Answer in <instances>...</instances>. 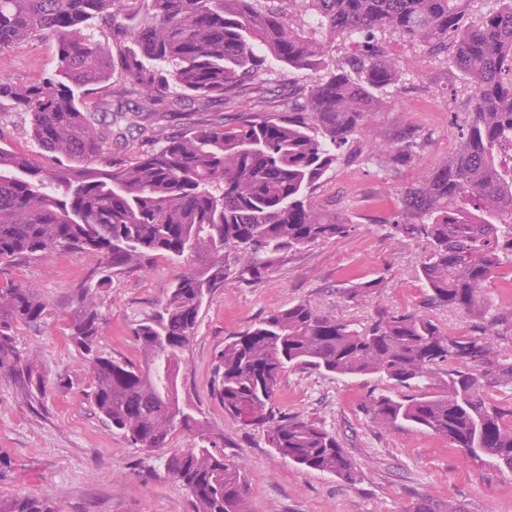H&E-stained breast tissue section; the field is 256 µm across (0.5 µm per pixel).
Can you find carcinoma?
<instances>
[{"instance_id": "1", "label": "carcinoma", "mask_w": 512, "mask_h": 512, "mask_svg": "<svg viewBox=\"0 0 512 512\" xmlns=\"http://www.w3.org/2000/svg\"><path fill=\"white\" fill-rule=\"evenodd\" d=\"M470 0H0V58L30 40L54 42L55 66L19 86L0 76V110L26 113L31 139L54 165L41 169L0 146V265L72 253L112 273L144 268L156 255L190 257L159 309L134 335L138 364L99 348L96 304L103 281L92 269L72 289L69 337L93 380L99 415L149 454L162 453L188 490L192 512H252L245 463L207 435L179 394L185 351L199 314L224 287L226 257L246 281L288 253L346 233L340 216L312 199L338 151L367 136L404 72L380 46L329 69L337 39L394 33L450 52L472 87L458 149L403 193L392 224L404 241H423L417 307L376 311L357 324L298 302L259 317L224 342L215 389L224 415L266 432L269 447L294 464L347 484L360 472L336 436L275 407L282 374L301 367L345 378L376 376L420 394L364 402L377 426L426 429L462 451L512 470V402L491 391L512 386V305L485 303L503 259L512 257V0L475 24ZM270 61L309 71L305 102L276 116L245 114L231 129L201 122L134 157L112 153V129L98 127L82 97L112 79L150 104L193 96L222 100ZM411 145L370 144L365 160L402 158ZM452 307L472 319L450 334L430 316ZM49 316L36 289L0 282V367L21 393H43L39 361L15 345L20 326ZM195 435L167 451L170 436ZM41 493L0 498V512H55Z\"/></svg>"}]
</instances>
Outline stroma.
Listing matches in <instances>:
<instances>
[{
  "instance_id": "stroma-1",
  "label": "stroma",
  "mask_w": 512,
  "mask_h": 512,
  "mask_svg": "<svg viewBox=\"0 0 512 512\" xmlns=\"http://www.w3.org/2000/svg\"><path fill=\"white\" fill-rule=\"evenodd\" d=\"M382 50L406 66V82L400 92L389 94L367 139L387 142L408 135L413 152L400 161L383 156L369 163L352 150L343 151L317 190L314 206L322 214L346 217L348 231L289 255L260 281L247 283L229 272L223 288L202 309L186 352L180 396L201 410L225 452L245 461L255 512H414L426 498L436 501L441 512H512V471L487 457L464 461L458 449L426 430H381L364 412L369 394L399 398L406 388L311 369L283 373L276 396L279 411L336 434L361 473L352 485L281 458L261 429L225 418L214 394L225 340L260 316L305 301L362 326L378 309L404 311L423 297L418 270L426 244L399 241L389 221L400 209L404 188L458 147L454 114L470 90L446 56L396 37L386 38ZM54 64V45L41 38L16 46L0 62V71L21 85ZM312 81L306 72L273 62L236 99L178 100L141 128L134 119L145 105L144 96L116 77L112 109L98 118L112 127L113 152L131 155L200 118L228 129L245 112L287 111L289 103L304 100ZM0 146L28 155L37 167L53 164L35 148L25 113L0 112ZM93 266L86 257L57 254L14 264L5 272L36 288L50 316L39 330L22 327L16 336L20 353H37L41 361L47 385L43 402L27 400L12 371L0 367V497L43 491L62 512H191L186 490L163 460L147 457L112 432L91 398L90 375L68 340V297ZM182 270L158 255L149 268L110 276L97 294L103 318L100 346L106 354L140 361L134 330L157 309ZM372 279L379 280V288L359 300L348 297L349 285Z\"/></svg>"
}]
</instances>
